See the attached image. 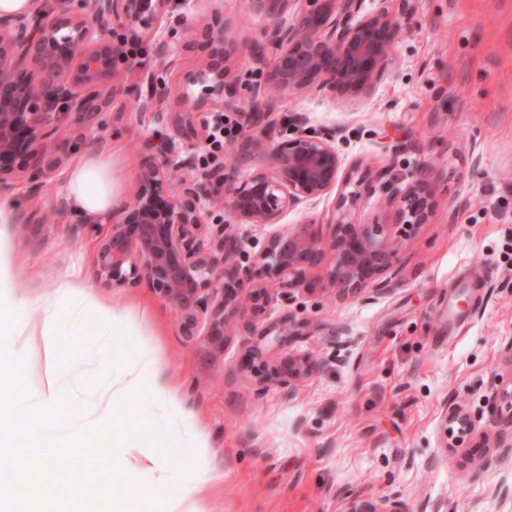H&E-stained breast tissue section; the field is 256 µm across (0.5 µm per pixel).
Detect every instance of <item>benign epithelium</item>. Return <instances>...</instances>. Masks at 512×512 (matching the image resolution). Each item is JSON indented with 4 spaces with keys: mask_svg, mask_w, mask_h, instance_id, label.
Masks as SVG:
<instances>
[{
    "mask_svg": "<svg viewBox=\"0 0 512 512\" xmlns=\"http://www.w3.org/2000/svg\"><path fill=\"white\" fill-rule=\"evenodd\" d=\"M302 10L286 20L292 6ZM270 21L267 47L272 63L267 81L254 87L246 111L238 110V91L228 62L237 54L227 36L220 8L189 26L190 43L202 41L209 53L184 74L176 89L155 83L145 71L136 112L164 123L170 135L158 148L157 162L137 175L139 191L118 224L110 225L96 256L97 277L112 285L147 284L172 304L185 336L208 337L224 350V338L244 312L239 298L252 299L245 362L267 367V380L285 384L312 368L308 360L288 355V345L313 328L288 312L264 317L276 285L284 301L315 286L312 274L326 271L330 287L342 295L383 291L398 271L400 242L388 224L361 223L355 210L366 180L344 173L335 134L309 127L299 114L290 133L273 135L276 99L302 93L339 90L352 101L371 90L389 65V48L399 21L385 3L363 11V0H252ZM191 0H54L52 9L21 16H0V189L24 177L52 178L68 141L56 135L61 124L86 131L100 126L99 116L114 111L116 77L135 67L128 45L153 40L163 70L176 67L170 49L171 22L195 19ZM235 110L241 141L237 155H266L271 170L257 169L240 179L231 167L196 172L195 150L209 137L207 114ZM178 179L177 191L164 185ZM397 224L419 227L429 222L434 201L431 178L420 170L391 175L382 182ZM334 195L333 207L318 221L290 226L288 212ZM220 202L228 219L207 222V203ZM238 224L266 228L263 249L242 260ZM493 406L512 428V384L491 382ZM446 437L457 448L474 436L468 412L451 404L444 413ZM498 457L480 464L488 469L512 454V432L502 429ZM343 512H407L395 496H354Z\"/></svg>",
    "mask_w": 512,
    "mask_h": 512,
    "instance_id": "1",
    "label": "benign epithelium"
}]
</instances>
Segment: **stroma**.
Wrapping results in <instances>:
<instances>
[{
	"label": "stroma",
	"instance_id": "35a3bbf8",
	"mask_svg": "<svg viewBox=\"0 0 512 512\" xmlns=\"http://www.w3.org/2000/svg\"><path fill=\"white\" fill-rule=\"evenodd\" d=\"M402 29L393 63L358 101L324 92L279 100L274 120L299 113L336 134L345 171L370 179L430 166L435 182L431 223L394 225L403 242L389 291L342 299L302 290L271 300L268 318L289 311L343 327L293 341L291 354L319 364L290 384L261 388V363L246 367L243 335L215 350L207 337L183 335L176 310L147 286L106 285L94 258L107 225L89 226L68 206L63 172L37 193L21 182L0 195L8 208L17 262L29 302L53 291L73 270L104 301L119 300L158 334L163 365L184 383L217 449L224 482L197 483L223 512H343L347 498L395 496L408 512H512V458L476 471L482 448H449L447 404L463 406L476 431L494 433L487 402L493 376L512 377V0H393ZM229 35L242 50L264 43L269 22L250 0H224ZM120 117L103 114L90 134L71 126L69 161L111 146L132 200L143 142L166 128L141 118L133 99ZM78 362L63 387L80 408L69 425L98 421L97 389L133 359L137 336L85 334L62 317Z\"/></svg>",
	"mask_w": 512,
	"mask_h": 512
}]
</instances>
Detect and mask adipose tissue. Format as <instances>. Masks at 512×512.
I'll return each mask as SVG.
<instances>
[{
	"instance_id": "ef3b65f1",
	"label": "adipose tissue",
	"mask_w": 512,
	"mask_h": 512,
	"mask_svg": "<svg viewBox=\"0 0 512 512\" xmlns=\"http://www.w3.org/2000/svg\"><path fill=\"white\" fill-rule=\"evenodd\" d=\"M65 194L69 207L90 221H99L111 213L122 194L119 168L111 148L101 147L82 155L66 172ZM11 218L0 208V321L14 338L17 356L29 355L34 334H41L43 372L38 381L18 380V390L24 401L40 403L51 400L60 387L61 345L56 338L61 323L59 306H73L75 320L93 313L100 335L121 333L134 336L138 328L125 308L102 303L88 288L83 271L65 278L55 291L37 306V322L27 316L28 302L24 289L18 288L12 276L15 253L7 229ZM149 396L153 411L141 418L135 431L109 432L105 427L81 433V440H107L112 444L110 463L127 487L128 496L116 512H208L203 500L188 484L181 485L172 496L153 504V485L173 482L174 476L161 458L145 450L146 442L155 438L175 441L185 448V470L205 482L219 483L224 475L209 464L210 444L196 411L187 406L181 394L179 379L167 371L161 349L151 341L141 342L136 358L125 364L113 377L110 386L101 389L98 408L109 415L114 404L129 407L141 404Z\"/></svg>"
}]
</instances>
